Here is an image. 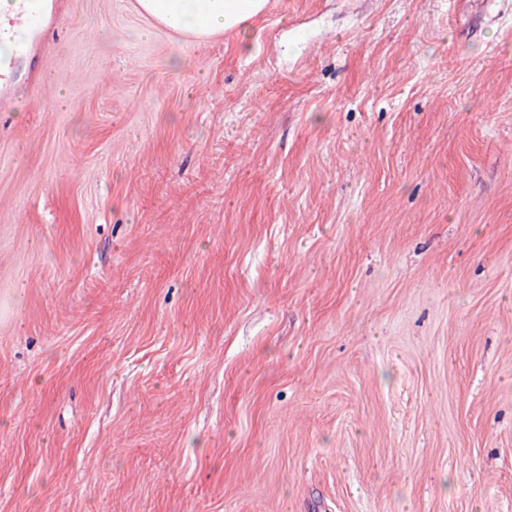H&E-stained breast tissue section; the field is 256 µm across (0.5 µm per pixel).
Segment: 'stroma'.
Here are the masks:
<instances>
[{"mask_svg": "<svg viewBox=\"0 0 512 512\" xmlns=\"http://www.w3.org/2000/svg\"><path fill=\"white\" fill-rule=\"evenodd\" d=\"M0 108V512H512V0H71ZM267 0H136V10L149 19L153 28L198 43L215 36L240 37L243 50L249 49L246 34Z\"/></svg>", "mask_w": 512, "mask_h": 512, "instance_id": "obj_1", "label": "stroma"}]
</instances>
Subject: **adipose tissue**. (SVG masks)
Masks as SVG:
<instances>
[{
  "label": "adipose tissue",
  "mask_w": 512,
  "mask_h": 512,
  "mask_svg": "<svg viewBox=\"0 0 512 512\" xmlns=\"http://www.w3.org/2000/svg\"><path fill=\"white\" fill-rule=\"evenodd\" d=\"M266 5L267 0H135L150 29L161 28L200 43L222 35L245 37ZM150 29L141 30V37H148Z\"/></svg>",
  "instance_id": "1"
}]
</instances>
